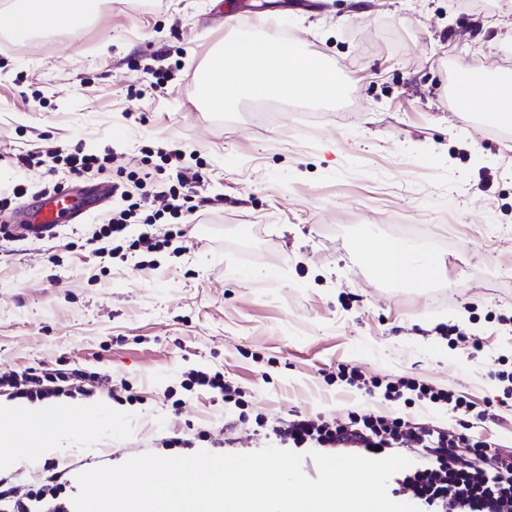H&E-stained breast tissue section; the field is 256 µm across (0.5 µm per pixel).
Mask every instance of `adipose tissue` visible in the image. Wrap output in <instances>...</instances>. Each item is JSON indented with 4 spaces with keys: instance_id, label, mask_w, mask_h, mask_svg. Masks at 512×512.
Returning <instances> with one entry per match:
<instances>
[{
    "instance_id": "1",
    "label": "adipose tissue",
    "mask_w": 512,
    "mask_h": 512,
    "mask_svg": "<svg viewBox=\"0 0 512 512\" xmlns=\"http://www.w3.org/2000/svg\"><path fill=\"white\" fill-rule=\"evenodd\" d=\"M82 16L81 0H14L8 11V27L26 37L34 23L53 31L75 29ZM342 87L320 61L299 51L281 57L266 40L243 37L232 53L214 55L207 66L204 93L215 112L229 109L238 94L255 99L288 95L297 99H333ZM368 248L379 260L384 277L408 285H421L440 278V261L407 247L381 240ZM80 404L63 401L53 405L20 404L0 398V469L18 463L19 453L36 459L51 452L59 439L71 433L82 414Z\"/></svg>"
}]
</instances>
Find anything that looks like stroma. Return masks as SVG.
Returning a JSON list of instances; mask_svg holds the SVG:
<instances>
[{
	"label": "stroma",
	"instance_id": "35a3bbf8",
	"mask_svg": "<svg viewBox=\"0 0 512 512\" xmlns=\"http://www.w3.org/2000/svg\"><path fill=\"white\" fill-rule=\"evenodd\" d=\"M248 32L293 35L347 91L279 101L278 116L246 97L210 111L198 79ZM462 70L512 77V0H112L52 40L5 33L0 186L25 181L35 203L46 179L19 155L75 146L130 173L176 144L208 176L203 219L178 215L185 235L159 253L100 262L89 218L42 241L0 234V373L82 370L73 398L95 430L21 459L19 492L146 453L255 452L297 415L455 428L447 407L347 386L342 365L451 392L473 434L512 448V382L498 376L512 373V132L451 107ZM372 239L441 258L446 281H376L362 267ZM450 326L465 340L444 339ZM195 371L223 374L239 404L190 386Z\"/></svg>",
	"mask_w": 512,
	"mask_h": 512
}]
</instances>
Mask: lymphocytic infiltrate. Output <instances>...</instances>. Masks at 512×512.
<instances>
[{
	"mask_svg": "<svg viewBox=\"0 0 512 512\" xmlns=\"http://www.w3.org/2000/svg\"><path fill=\"white\" fill-rule=\"evenodd\" d=\"M108 157L68 151L53 152L47 169L55 184L64 179H78L104 172ZM204 173L190 167L180 168L175 184L164 187L152 197L132 200L122 181H114L113 194L124 205L99 219V229L91 237L98 243L99 257H114L120 250L159 252L182 236L173 225L163 235L145 233L130 240L126 229L131 224L148 226L179 212L196 213L194 200L204 181ZM112 247H105V240ZM281 443L295 448L316 446L337 454L376 457L378 452L394 448H419L426 456L425 465L407 471L400 480L403 495L433 512H512V452H485L484 441L462 432L419 428L404 420H389L378 415L349 414L339 422L315 421L298 416L273 427ZM70 500L44 491L17 494L9 479L0 477V512H72Z\"/></svg>",
	"mask_w": 512,
	"mask_h": 512,
	"instance_id": "f902f5d3",
	"label": "lymphocytic infiltrate"
}]
</instances>
